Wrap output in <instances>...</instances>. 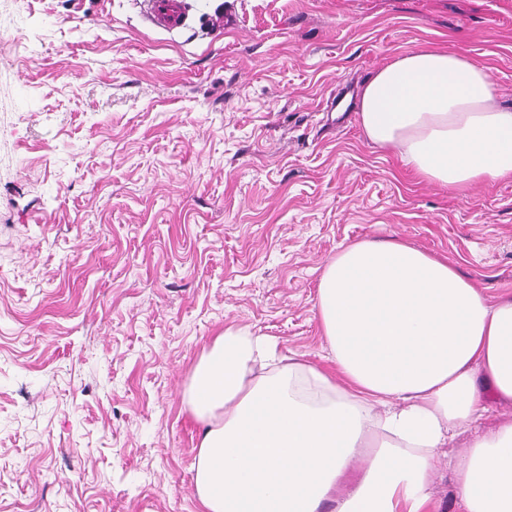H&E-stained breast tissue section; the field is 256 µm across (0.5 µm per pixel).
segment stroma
Segmentation results:
<instances>
[{"instance_id": "1", "label": "stroma", "mask_w": 512, "mask_h": 512, "mask_svg": "<svg viewBox=\"0 0 512 512\" xmlns=\"http://www.w3.org/2000/svg\"><path fill=\"white\" fill-rule=\"evenodd\" d=\"M0 0V512H199L182 393L230 324L318 363L345 245L398 240L512 293V177L452 192L351 99L429 43L512 103V0ZM231 30L206 22L216 13ZM143 16L152 27L174 32L190 24L187 0H142Z\"/></svg>"}]
</instances>
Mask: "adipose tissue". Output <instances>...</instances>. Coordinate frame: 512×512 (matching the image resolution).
Here are the masks:
<instances>
[{
	"label": "adipose tissue",
	"instance_id": "obj_1",
	"mask_svg": "<svg viewBox=\"0 0 512 512\" xmlns=\"http://www.w3.org/2000/svg\"><path fill=\"white\" fill-rule=\"evenodd\" d=\"M365 139L418 181L451 190L512 176V104L486 65L422 47L359 87ZM327 366L247 326L204 348L183 393L201 435V512H439L429 488L448 441L463 512H512V294L490 299L452 264L361 240L315 297Z\"/></svg>",
	"mask_w": 512,
	"mask_h": 512
}]
</instances>
